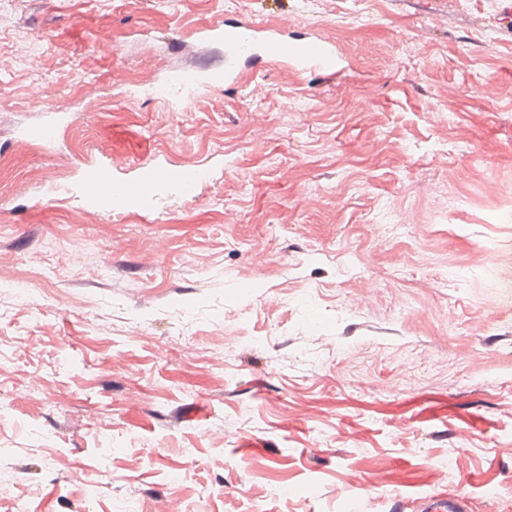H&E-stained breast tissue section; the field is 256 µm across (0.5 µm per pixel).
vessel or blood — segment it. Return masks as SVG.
Listing matches in <instances>:
<instances>
[{
  "mask_svg": "<svg viewBox=\"0 0 512 512\" xmlns=\"http://www.w3.org/2000/svg\"><path fill=\"white\" fill-rule=\"evenodd\" d=\"M220 36L224 43V66L208 74L207 83L211 86L228 88L237 84L241 61L252 57L271 63L290 60L302 71L317 73L325 79L335 78L341 64L335 46L318 42L291 44L279 33L267 31L250 19L225 23ZM161 178V172L149 170L140 181L117 184L105 168L88 169L85 183L89 188V205L94 209L127 205L142 197ZM424 512H472V504L457 492L436 493L429 497Z\"/></svg>",
  "mask_w": 512,
  "mask_h": 512,
  "instance_id": "1",
  "label": "vessel or blood"
}]
</instances>
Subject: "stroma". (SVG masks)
Masks as SVG:
<instances>
[{"label": "stroma", "instance_id": "stroma-1", "mask_svg": "<svg viewBox=\"0 0 512 512\" xmlns=\"http://www.w3.org/2000/svg\"><path fill=\"white\" fill-rule=\"evenodd\" d=\"M510 6L0 0V512H512ZM241 17L340 72L157 100ZM163 177L164 174L157 170H148L140 181L117 184L108 177L105 168H90L85 173L90 197L88 206L94 209H101L103 205L109 208L125 206L135 198L142 197ZM425 512H471L472 503L458 492L435 493L423 509Z\"/></svg>", "mask_w": 512, "mask_h": 512}]
</instances>
